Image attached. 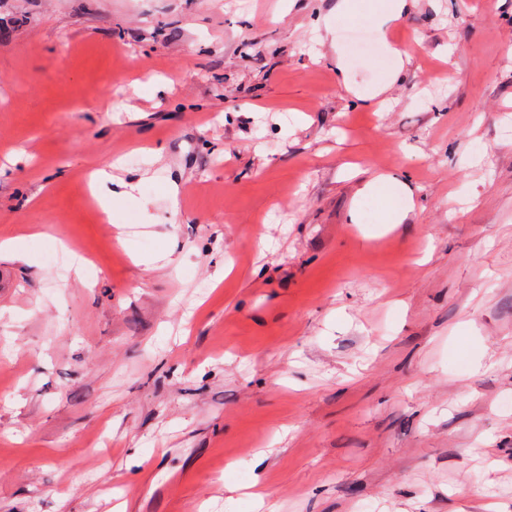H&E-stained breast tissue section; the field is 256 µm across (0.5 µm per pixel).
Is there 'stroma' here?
<instances>
[{"label": "stroma", "instance_id": "stroma-1", "mask_svg": "<svg viewBox=\"0 0 512 512\" xmlns=\"http://www.w3.org/2000/svg\"><path fill=\"white\" fill-rule=\"evenodd\" d=\"M334 2L0 0V512H512V0ZM356 6L352 0H336V6L331 11L329 16L324 17L322 25L315 24L314 31L317 33L315 41L318 45H323L327 35H334V19L336 23L342 18H351L355 15ZM324 30L325 34H321ZM380 1L381 2L379 3L375 11V16L377 18V29L381 41L388 54L394 60V68L391 75L392 79L365 93L354 91V95L359 100H373L380 98V103L382 106H384L390 102V98L385 96L386 91L393 85L394 81L401 73L405 63H408L410 61V49L408 47H398L392 44L390 42V39L395 40L396 33H390L389 29L393 24H395L402 18V16L409 9L410 6L416 3V0ZM90 187L100 208L109 216L113 205L132 197L131 191L125 188L133 189V186L125 183L122 178L115 177L106 169H100L93 174ZM379 186H387L388 188L394 189L399 195L408 196L410 203H412V190L408 187V184L392 176H377L367 180L360 190V193L362 195L372 193Z\"/></svg>", "mask_w": 512, "mask_h": 512}]
</instances>
